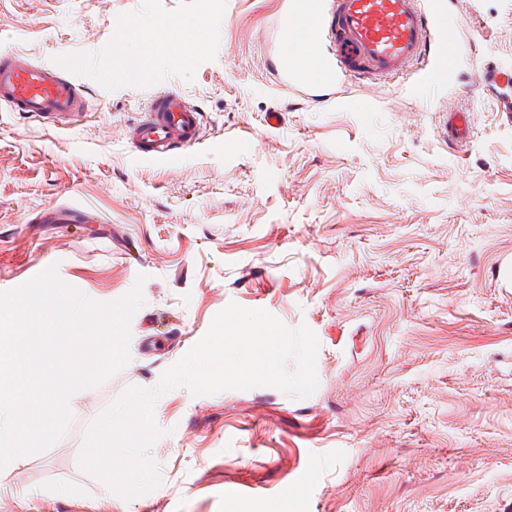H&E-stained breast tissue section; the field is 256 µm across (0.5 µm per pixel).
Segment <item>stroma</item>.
Wrapping results in <instances>:
<instances>
[{
    "label": "stroma",
    "mask_w": 512,
    "mask_h": 512,
    "mask_svg": "<svg viewBox=\"0 0 512 512\" xmlns=\"http://www.w3.org/2000/svg\"><path fill=\"white\" fill-rule=\"evenodd\" d=\"M281 7L0 0V50L55 65L87 104L66 128L0 106V291L53 266L108 303L146 277L128 364L0 471V512H512V124L477 84L512 66V0H465L444 92L410 72L349 80L340 95L367 112L276 87ZM165 87L200 106L204 135L145 161L128 131ZM450 108L474 117L461 151L439 134ZM231 303L315 333L316 392L170 390L159 486L110 494L79 467L86 426L157 386Z\"/></svg>",
    "instance_id": "1"
}]
</instances>
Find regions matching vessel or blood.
Instances as JSON below:
<instances>
[{"label":"vessel or blood","instance_id":"b4317fda","mask_svg":"<svg viewBox=\"0 0 512 512\" xmlns=\"http://www.w3.org/2000/svg\"><path fill=\"white\" fill-rule=\"evenodd\" d=\"M463 0H286L281 32L302 42L311 65L273 57L271 66L284 90L333 101L344 81L379 83L408 70L416 87L437 90L455 83L460 47L455 28ZM480 88L494 95L501 116L512 123V69L494 67L480 77ZM0 104L52 123L69 125L84 114L86 101L70 77L49 65H34L0 53ZM199 109L179 92H157L147 112L130 129L135 155L166 160L202 140ZM472 130L470 113L447 111L441 136L463 142Z\"/></svg>","mask_w":512,"mask_h":512}]
</instances>
